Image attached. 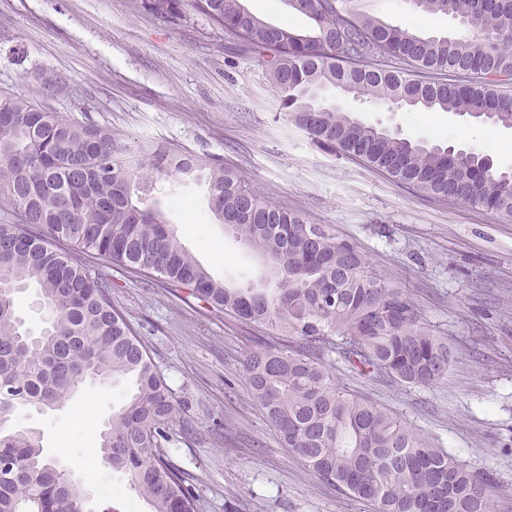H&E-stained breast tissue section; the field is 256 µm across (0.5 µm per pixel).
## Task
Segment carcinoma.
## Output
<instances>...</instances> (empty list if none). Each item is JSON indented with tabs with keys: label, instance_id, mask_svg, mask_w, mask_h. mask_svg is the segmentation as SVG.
Segmentation results:
<instances>
[{
	"label": "carcinoma",
	"instance_id": "1",
	"mask_svg": "<svg viewBox=\"0 0 512 512\" xmlns=\"http://www.w3.org/2000/svg\"><path fill=\"white\" fill-rule=\"evenodd\" d=\"M248 51L271 57L283 108L312 141L393 182L512 219V170L484 155L414 140L321 99L335 88L372 102L452 112L512 128V0H414L466 29L441 40L366 13L360 0H284L311 21L272 25L242 0H189ZM180 0H150L160 16ZM206 184L211 212L264 261L245 286L215 280L182 245L160 208L157 181ZM0 420L20 407L64 404L86 381L123 380L129 393L97 436V457L123 474L151 512H196V499L161 452L179 404L145 344L112 303V282L75 253L155 276L168 288L243 321L303 341H263L245 380L283 444L320 481L375 512H491L493 478L381 407L346 390L330 352L363 374L428 386L451 351L405 291L367 270L352 243L326 225L270 203L220 157L143 142L26 100L0 101ZM37 288L46 327L25 328L15 294ZM0 512H73L79 481L43 453L30 430H0Z\"/></svg>",
	"mask_w": 512,
	"mask_h": 512
}]
</instances>
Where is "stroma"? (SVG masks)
<instances>
[{
  "mask_svg": "<svg viewBox=\"0 0 512 512\" xmlns=\"http://www.w3.org/2000/svg\"><path fill=\"white\" fill-rule=\"evenodd\" d=\"M382 21L422 36L461 34L457 21L413 0H362ZM25 98L108 127L130 144L218 156L266 200L330 226L368 268L403 288L451 350L431 386L382 382L326 355L352 394L386 408L495 478L492 512H512V222L442 203L316 145L281 106L266 58L241 51L203 15L162 17L149 0H0V99ZM328 103L402 136L472 148L512 168V129L448 112L365 102L337 90ZM151 200L218 280L255 279L260 260L225 234L203 183L159 181ZM112 301L146 344L181 405L162 451L198 512H372L309 474L282 446L242 368L271 329L213 311L97 258ZM124 383L89 381L61 408H25L12 429L35 431L73 474L90 461L98 424L124 401ZM93 512H149L120 474L83 482Z\"/></svg>",
  "mask_w": 512,
  "mask_h": 512,
  "instance_id": "35a3bbf8",
  "label": "stroma"
}]
</instances>
